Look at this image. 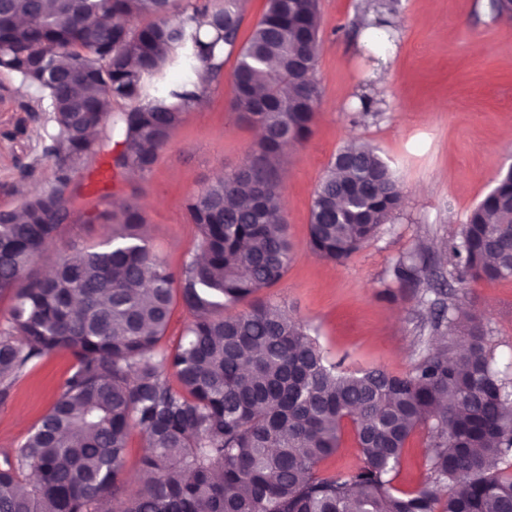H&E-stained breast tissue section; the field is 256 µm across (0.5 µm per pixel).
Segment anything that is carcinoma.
I'll return each instance as SVG.
<instances>
[{
  "label": "carcinoma",
  "mask_w": 512,
  "mask_h": 512,
  "mask_svg": "<svg viewBox=\"0 0 512 512\" xmlns=\"http://www.w3.org/2000/svg\"><path fill=\"white\" fill-rule=\"evenodd\" d=\"M242 20L243 0H0V70L48 112L55 167L40 193L0 210V403L35 360L73 358L50 410L0 464V512H512V385L467 307L437 313L462 327L459 340L396 375L340 368L301 320L256 299L291 262L278 164L312 134L323 20L319 0H266L241 43ZM233 54L232 108L263 138L247 164L187 198L197 236L181 268L150 248L128 199L110 210L77 199L84 223L115 229L59 246L62 187L118 145L121 175L149 174L203 93L201 71L219 82ZM510 199L511 168L449 248L459 284L512 279ZM402 202L378 150L349 141L314 190L309 243L343 262ZM49 251L54 271L39 278ZM420 259H398L394 275L420 281ZM177 305L191 319L164 349ZM419 428L427 475L403 491L393 482ZM134 429L150 478L129 496ZM347 429L359 462L326 474Z\"/></svg>",
  "instance_id": "1"
}]
</instances>
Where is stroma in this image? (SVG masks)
<instances>
[{"instance_id": "stroma-1", "label": "stroma", "mask_w": 512, "mask_h": 512, "mask_svg": "<svg viewBox=\"0 0 512 512\" xmlns=\"http://www.w3.org/2000/svg\"><path fill=\"white\" fill-rule=\"evenodd\" d=\"M486 2L395 0L398 46L381 52L387 77L379 81L361 56L365 34L357 23L364 0H320L321 103L308 141L286 148L282 161L293 257L263 296L305 322L329 360L409 372L432 347V312L452 297L480 319L488 348L512 381V280L449 285L448 265L438 253L428 262L427 286L413 287L392 272L420 242L438 250L457 238L470 210L512 165V141L500 138L512 125V27L491 17ZM365 97L371 110L355 119ZM232 98V82L224 80L206 109L186 113L149 175L112 182L99 197L105 209L116 195L138 202L151 246L172 268L182 265L196 239L186 199L241 167L257 147L254 127L239 119ZM45 122L37 103L0 72V210L52 180ZM350 140L378 148L396 172L404 203L391 223L339 264L311 250L308 224L314 189ZM71 365L68 353L55 351L16 383L0 405V458L50 409ZM428 443L423 429L410 439L396 487L410 490L424 479Z\"/></svg>"}]
</instances>
